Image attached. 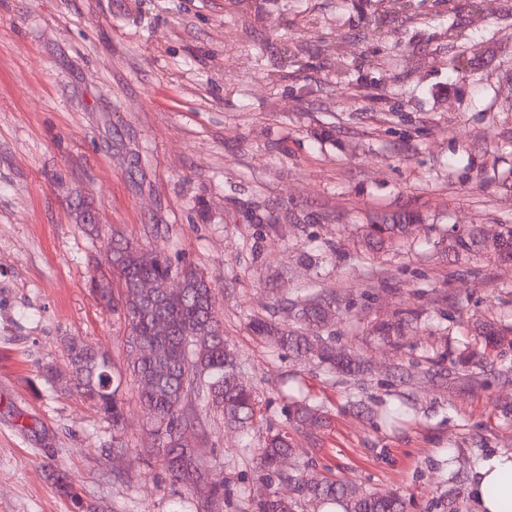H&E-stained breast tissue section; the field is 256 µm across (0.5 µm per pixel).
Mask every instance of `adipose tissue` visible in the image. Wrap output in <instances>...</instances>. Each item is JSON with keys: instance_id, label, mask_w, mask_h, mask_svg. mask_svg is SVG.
<instances>
[{"instance_id": "adipose-tissue-1", "label": "adipose tissue", "mask_w": 512, "mask_h": 512, "mask_svg": "<svg viewBox=\"0 0 512 512\" xmlns=\"http://www.w3.org/2000/svg\"><path fill=\"white\" fill-rule=\"evenodd\" d=\"M469 492L476 512H512V451L482 457L471 471Z\"/></svg>"}]
</instances>
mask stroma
Instances as JSON below:
<instances>
[{
    "mask_svg": "<svg viewBox=\"0 0 512 512\" xmlns=\"http://www.w3.org/2000/svg\"><path fill=\"white\" fill-rule=\"evenodd\" d=\"M0 0V512H196L165 471L133 380L114 433L47 378L76 340L115 363L123 321L90 291L108 246L166 249L212 279L224 340L260 413H208L200 446L224 495L256 512V460L292 398L324 406L287 471L398 493L407 512H475L477 457L512 450V262L448 251L512 224V0ZM410 217L380 252L363 227ZM358 353L359 376L272 348L252 324ZM397 323L399 336L375 328ZM506 327L483 348L479 324ZM396 409L397 423L357 402ZM298 320L304 322L314 330L319 324L324 323L328 316V305L322 293L310 294L298 301Z\"/></svg>",
    "mask_w": 512,
    "mask_h": 512,
    "instance_id": "1",
    "label": "stroma"
}]
</instances>
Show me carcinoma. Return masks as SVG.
<instances>
[{
	"mask_svg": "<svg viewBox=\"0 0 512 512\" xmlns=\"http://www.w3.org/2000/svg\"><path fill=\"white\" fill-rule=\"evenodd\" d=\"M408 228L407 224H369L367 243L380 250ZM451 249L489 260H512V225H505L494 239L484 237L475 226L458 231ZM107 265L108 271L91 277L92 292L127 323L132 352L127 371L138 385L140 404L150 415L162 465L173 482L182 484L196 501L207 503L220 496L221 485L209 480L202 449L183 440L179 429L202 424V413L212 409L224 416L225 423L245 427L256 417L258 407L238 356L224 344L214 289L194 267L175 265L160 250L149 252L128 244L114 247ZM175 277L182 281L177 291L166 287ZM144 282L154 285L148 295L141 292ZM297 307L298 320L312 329L328 316L327 301L320 293L305 296ZM161 324L167 327L164 335L157 331ZM256 330L274 347L330 369L348 375L363 369L359 355L341 351L320 336L266 322L257 323ZM68 364L81 394L97 395L103 415L114 431H120L125 405L121 370L87 345H69ZM323 420L321 408L304 400L289 406L288 423L295 429L314 431ZM291 454L290 438L280 432L268 434L255 451L257 512H294L301 499L339 502L344 512H404L405 503L396 495L383 496L351 481H330L315 471L283 472V463ZM277 481L289 485L294 496L273 490ZM55 484L72 503L80 501L69 477L58 473Z\"/></svg>",
	"mask_w": 512,
	"mask_h": 512,
	"instance_id": "carcinoma-1",
	"label": "carcinoma"
}]
</instances>
